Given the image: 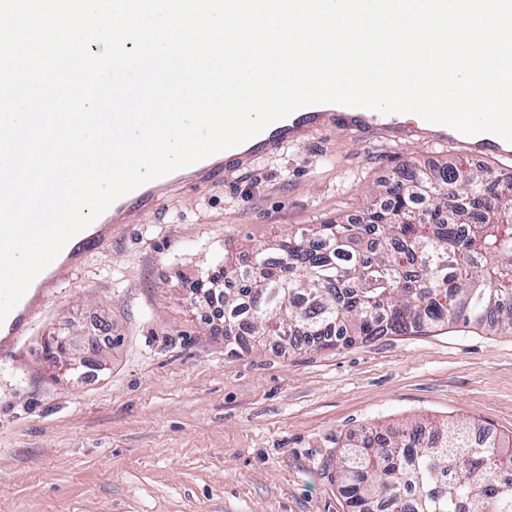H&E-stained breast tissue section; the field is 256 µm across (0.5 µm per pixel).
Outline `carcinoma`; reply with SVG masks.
<instances>
[{
    "instance_id": "carcinoma-1",
    "label": "carcinoma",
    "mask_w": 512,
    "mask_h": 512,
    "mask_svg": "<svg viewBox=\"0 0 512 512\" xmlns=\"http://www.w3.org/2000/svg\"><path fill=\"white\" fill-rule=\"evenodd\" d=\"M505 193L512 186L489 185L464 161L402 168L390 201L356 222L314 224L224 273V340L306 336L327 348L449 323L512 334V223L496 202ZM426 205L428 221L414 222ZM472 436L464 423L415 424L346 445L338 466L350 512H512L498 483L512 453ZM450 460L459 478L440 485Z\"/></svg>"
}]
</instances>
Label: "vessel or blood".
I'll use <instances>...</instances> for the list:
<instances>
[{
	"mask_svg": "<svg viewBox=\"0 0 512 512\" xmlns=\"http://www.w3.org/2000/svg\"><path fill=\"white\" fill-rule=\"evenodd\" d=\"M339 121L343 125L358 131L372 128L394 130L398 127L396 118L388 114H381L370 109L359 112H311L308 109H299L288 117L268 126L251 140L214 154L199 162L195 167L202 172L203 182L211 187H218L224 183V171L227 165L238 167L250 165L258 156L267 154L283 145L295 141L302 133L320 126L325 121ZM417 131H436L442 139L455 143L464 153L473 157H487L501 154L503 139L491 134L480 133L475 135L463 134L450 126L433 129L430 122L420 121ZM177 183L176 178L165 175L151 180L131 193L116 200L107 211L103 212L99 220L102 224L111 223L113 217L129 215L135 209H158L163 207L167 192ZM109 243L104 232L81 231L75 235L64 247L57 262L51 263L49 271L41 272L35 279L39 293L49 294L60 287L63 272L78 271L84 264L86 257L94 252L104 249ZM33 297L23 296L4 322L0 323V361L11 360L14 349L19 341L25 338L30 326L39 313Z\"/></svg>",
	"mask_w": 512,
	"mask_h": 512,
	"instance_id": "obj_1",
	"label": "vessel or blood"
}]
</instances>
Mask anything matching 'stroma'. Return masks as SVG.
<instances>
[{"label": "stroma", "mask_w": 512, "mask_h": 512, "mask_svg": "<svg viewBox=\"0 0 512 512\" xmlns=\"http://www.w3.org/2000/svg\"><path fill=\"white\" fill-rule=\"evenodd\" d=\"M451 144L335 124L133 214L42 301L0 364V512H349L351 435L469 423L512 445V335L453 324L347 346L242 349L194 290L300 228L356 220L399 168ZM106 334L93 378L46 341Z\"/></svg>", "instance_id": "stroma-1"}]
</instances>
